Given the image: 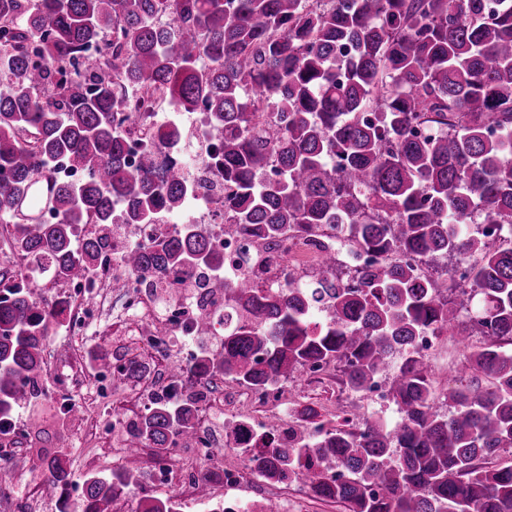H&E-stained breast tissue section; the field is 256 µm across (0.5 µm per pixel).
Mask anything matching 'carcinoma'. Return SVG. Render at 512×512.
Listing matches in <instances>:
<instances>
[{
	"label": "carcinoma",
	"instance_id": "cac0c4a2",
	"mask_svg": "<svg viewBox=\"0 0 512 512\" xmlns=\"http://www.w3.org/2000/svg\"><path fill=\"white\" fill-rule=\"evenodd\" d=\"M131 88L208 113L201 149L218 162L228 192L214 204L233 234L272 250L348 227L350 252L370 256L357 282L338 270L339 241L320 251L315 279L270 292L227 275L195 225L170 231L202 157L161 166L184 131L139 123ZM264 112L274 123L260 124ZM125 123L150 144L135 165ZM62 161L81 178H59ZM83 224L150 226L125 269H176L233 299L199 317L200 337L224 328L173 368L187 389L128 419L130 453L160 463L195 447L217 375L265 390L333 363L355 393L386 376L395 426L364 414L286 435L271 425L248 445L259 476L348 512H512V459L500 460L512 453V0H0V232L28 263L0 272V425L40 391L64 312L35 289L87 279L108 242L77 243ZM406 254L472 257L470 286L448 285L447 268L424 279ZM426 333L456 337L464 358L442 395L414 348ZM63 457L39 450L31 466L48 495L69 480ZM143 486L138 467L92 471L82 512H113ZM181 508L145 495L136 512Z\"/></svg>",
	"mask_w": 512,
	"mask_h": 512
}]
</instances>
